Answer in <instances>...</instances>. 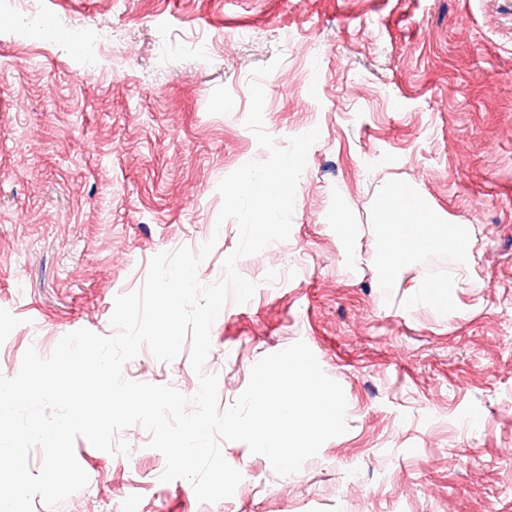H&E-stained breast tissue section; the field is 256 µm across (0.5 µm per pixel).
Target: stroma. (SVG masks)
<instances>
[{
    "mask_svg": "<svg viewBox=\"0 0 512 512\" xmlns=\"http://www.w3.org/2000/svg\"><path fill=\"white\" fill-rule=\"evenodd\" d=\"M37 29L0 32V374L113 334L157 253L216 239L198 278H222L238 227L218 184L268 157L244 119L271 63L265 130L320 137L288 240L236 264L257 290L213 322L204 371L224 408L301 340L347 401V431L296 474L224 443L242 481L215 503L162 481L140 426L126 456L77 438L89 484L59 512H512V0H43ZM395 186L470 230L448 317L420 295L426 257L390 279L369 260ZM123 374L199 386L185 352L142 349Z\"/></svg>",
    "mask_w": 512,
    "mask_h": 512,
    "instance_id": "35a3bbf8",
    "label": "stroma"
}]
</instances>
